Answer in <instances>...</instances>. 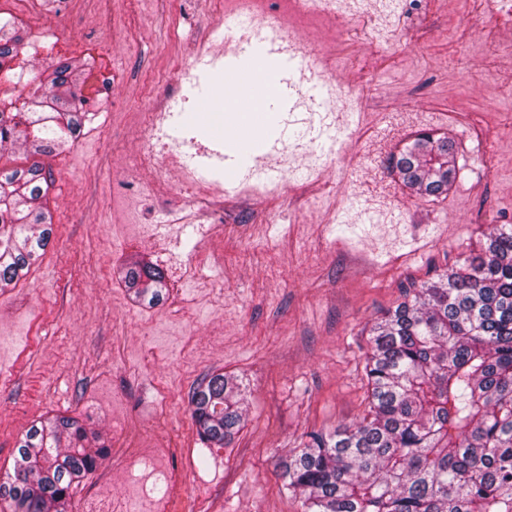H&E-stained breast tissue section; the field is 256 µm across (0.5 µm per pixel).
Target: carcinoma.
<instances>
[{
  "label": "carcinoma",
  "instance_id": "carcinoma-1",
  "mask_svg": "<svg viewBox=\"0 0 512 512\" xmlns=\"http://www.w3.org/2000/svg\"><path fill=\"white\" fill-rule=\"evenodd\" d=\"M23 41L0 19V59ZM59 63L23 104L0 111V150L23 141L51 155L78 140L89 113L80 78ZM395 168L421 195L448 193L453 142L421 132ZM44 167L0 166V290L13 288L47 248ZM136 299L163 300L164 274L128 266ZM366 414L353 426L317 432L279 463L303 512H512V225L501 224L480 251L437 281L414 289L371 329ZM240 385L222 373L192 392L201 440L222 448L244 423ZM13 473L0 481L3 512H68V499L102 449L79 422L57 415L19 439Z\"/></svg>",
  "mask_w": 512,
  "mask_h": 512
}]
</instances>
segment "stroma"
<instances>
[{"label": "stroma", "instance_id": "obj_1", "mask_svg": "<svg viewBox=\"0 0 512 512\" xmlns=\"http://www.w3.org/2000/svg\"><path fill=\"white\" fill-rule=\"evenodd\" d=\"M209 0H25L8 7L22 32L18 59L36 79L58 61L122 73L73 146L43 163L51 172L45 204L53 233L29 274L0 293V476L32 424L57 414L100 436L105 454L73 491L72 512H151L130 482L110 483L129 448H163L182 475L168 512H302L278 463L312 432L358 422L365 408L369 329L406 290L437 280L479 250L500 224L512 225V9L488 0H400L328 16L298 32L314 53L336 56L325 89L333 113L306 105L242 124L223 113L229 145L249 138L277 145L284 194L236 200L225 184L210 206L223 219L157 227L159 204L181 207L176 190H136L127 213L112 208L115 168L144 147L138 114L167 97L171 56L196 64L214 26ZM112 10L103 31L96 13ZM380 29L382 40L370 34ZM384 80H373L375 72ZM361 84L363 97H339ZM196 122L172 136L204 144L211 89L186 90ZM126 108L113 107V100ZM448 136L456 176L446 195L407 188L393 159L414 134ZM203 254L198 279H179L169 255ZM162 267L164 301L150 308L120 278L132 263ZM224 373L245 391L243 428L226 447L202 443L189 396Z\"/></svg>", "mask_w": 512, "mask_h": 512}]
</instances>
